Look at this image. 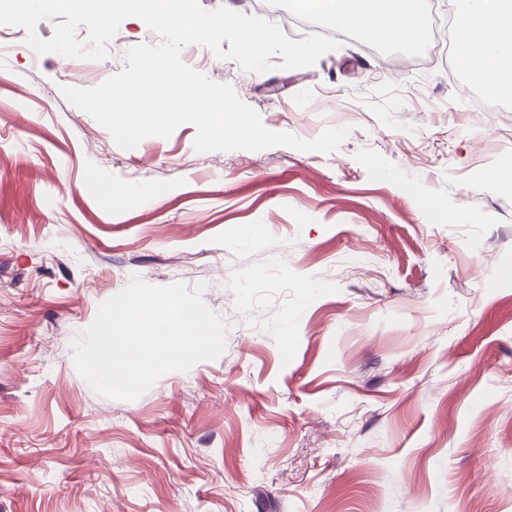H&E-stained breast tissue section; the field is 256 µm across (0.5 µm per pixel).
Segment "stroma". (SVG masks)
Masks as SVG:
<instances>
[{"instance_id": "1", "label": "stroma", "mask_w": 512, "mask_h": 512, "mask_svg": "<svg viewBox=\"0 0 512 512\" xmlns=\"http://www.w3.org/2000/svg\"><path fill=\"white\" fill-rule=\"evenodd\" d=\"M421 7L418 45L188 59L269 130L349 127L329 154L201 153L189 123L120 148L61 89L159 43L135 20L98 61L0 48V512H512V197L484 179L512 96L463 97L455 0ZM136 277L205 283L226 346L111 399L73 344Z\"/></svg>"}]
</instances>
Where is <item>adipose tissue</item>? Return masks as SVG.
<instances>
[{
    "instance_id": "obj_1",
    "label": "adipose tissue",
    "mask_w": 512,
    "mask_h": 512,
    "mask_svg": "<svg viewBox=\"0 0 512 512\" xmlns=\"http://www.w3.org/2000/svg\"><path fill=\"white\" fill-rule=\"evenodd\" d=\"M303 10L376 42L416 44L427 31L420 0H294ZM458 69L489 92H512V0H460L453 22Z\"/></svg>"
}]
</instances>
